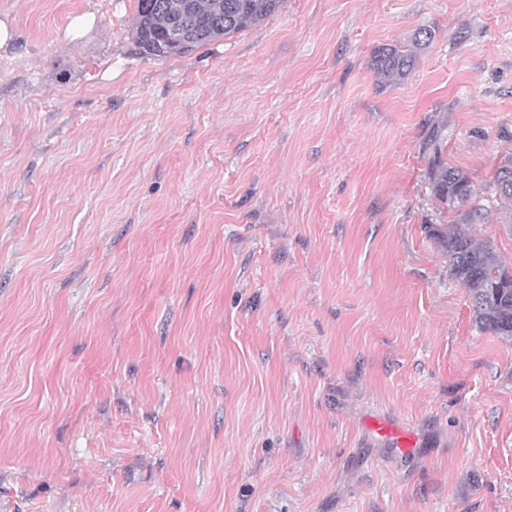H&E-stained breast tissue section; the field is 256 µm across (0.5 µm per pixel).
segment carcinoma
Here are the masks:
<instances>
[{"instance_id":"cac0c4a2","label":"carcinoma","mask_w":512,"mask_h":512,"mask_svg":"<svg viewBox=\"0 0 512 512\" xmlns=\"http://www.w3.org/2000/svg\"><path fill=\"white\" fill-rule=\"evenodd\" d=\"M153 9L138 0L134 22L138 47L148 55H185L221 37L263 22L282 0H159ZM179 25L185 41L170 39ZM434 39L427 27L414 31L409 42L380 48L371 68L383 82L404 80L415 70L418 53ZM448 120L438 118L429 126L421 150L427 155L426 179L437 211L453 215L450 224L430 228L431 235L448 256V277L466 288L475 323L483 330L512 339V271L494 244L475 235L480 224H512V155L495 169L492 181L479 188L462 169L448 164Z\"/></svg>"}]
</instances>
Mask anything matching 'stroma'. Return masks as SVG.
Wrapping results in <instances>:
<instances>
[{
  "label": "stroma",
  "mask_w": 512,
  "mask_h": 512,
  "mask_svg": "<svg viewBox=\"0 0 512 512\" xmlns=\"http://www.w3.org/2000/svg\"><path fill=\"white\" fill-rule=\"evenodd\" d=\"M136 8L0 0V512H512V341L421 150L512 152V0H283L167 57ZM433 39L434 32L430 28H418L408 43L380 48L371 60V68L382 82L404 80L414 72L419 51Z\"/></svg>",
  "instance_id": "35a3bbf8"
}]
</instances>
